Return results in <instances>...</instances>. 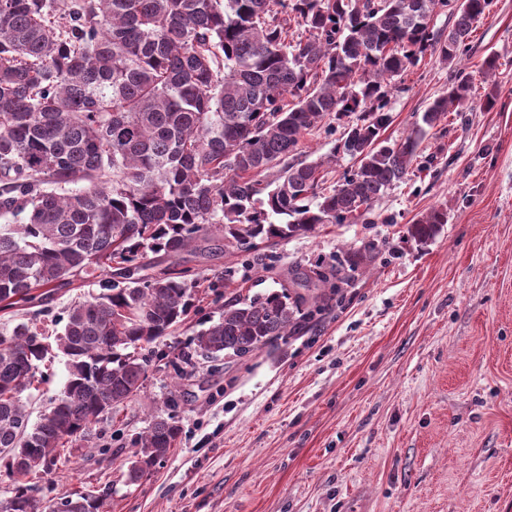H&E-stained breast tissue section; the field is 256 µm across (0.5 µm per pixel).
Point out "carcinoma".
<instances>
[{
	"instance_id": "obj_1",
	"label": "carcinoma",
	"mask_w": 512,
	"mask_h": 512,
	"mask_svg": "<svg viewBox=\"0 0 512 512\" xmlns=\"http://www.w3.org/2000/svg\"><path fill=\"white\" fill-rule=\"evenodd\" d=\"M493 0H0V309L40 291L96 279L100 292L72 304L55 335L68 378L39 421L20 394L49 353L48 325L33 316L0 326V461L13 480L0 512H40L38 478L104 417L137 396L156 343L195 302L198 243L275 269L258 245L321 224L366 221L372 204L413 172L419 147L442 118L471 104L460 72L389 142L394 78L427 56L456 63ZM452 17L448 32L434 18ZM307 36L288 39L290 22ZM498 57L479 70L497 102ZM344 127L336 151L357 160L325 187L327 163L298 161L323 120ZM277 170L273 180L266 174ZM448 212L433 208L408 228L435 238ZM170 262L145 275L144 259ZM376 260L351 247L336 263L296 271L280 289L233 298L198 331L194 352L245 357L285 342L342 299L350 273ZM157 415L135 440L128 479L162 462L180 437ZM77 493L51 512H100Z\"/></svg>"
}]
</instances>
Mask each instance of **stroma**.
Listing matches in <instances>:
<instances>
[{
	"mask_svg": "<svg viewBox=\"0 0 512 512\" xmlns=\"http://www.w3.org/2000/svg\"><path fill=\"white\" fill-rule=\"evenodd\" d=\"M497 54L498 101L442 119L420 147L422 171L372 207L366 224H323L276 246L275 271L238 270L220 249L190 256L187 319L155 348L141 393L70 443L42 480V507L107 492L103 512H512V0H494L459 66L425 58L392 93L386 139L404 137L456 71ZM317 128L303 159L354 162ZM448 222L427 244L407 229L431 208ZM378 257L353 273L341 306L287 342L243 358L184 362L225 300L279 289L288 270L349 247ZM21 399L40 415L67 380L64 357ZM182 433L137 483L126 472L156 402Z\"/></svg>",
	"mask_w": 512,
	"mask_h": 512,
	"instance_id": "stroma-1",
	"label": "stroma"
}]
</instances>
